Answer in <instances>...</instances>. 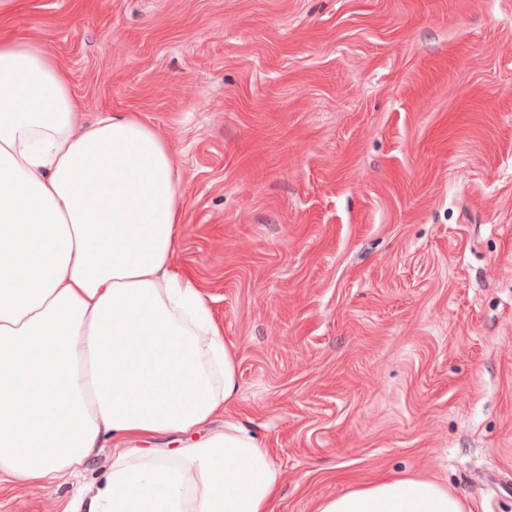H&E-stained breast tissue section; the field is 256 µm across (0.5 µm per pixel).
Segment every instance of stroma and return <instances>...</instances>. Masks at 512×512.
Listing matches in <instances>:
<instances>
[{
  "label": "stroma",
  "mask_w": 512,
  "mask_h": 512,
  "mask_svg": "<svg viewBox=\"0 0 512 512\" xmlns=\"http://www.w3.org/2000/svg\"><path fill=\"white\" fill-rule=\"evenodd\" d=\"M78 124L180 174L173 265L236 358L274 512L425 475L512 512V0H20ZM111 449L0 512H87Z\"/></svg>",
  "instance_id": "1"
}]
</instances>
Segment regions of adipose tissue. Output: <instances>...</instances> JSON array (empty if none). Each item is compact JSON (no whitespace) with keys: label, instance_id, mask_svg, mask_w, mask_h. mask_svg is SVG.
<instances>
[{"label":"adipose tissue","instance_id":"ef3b65f1","mask_svg":"<svg viewBox=\"0 0 512 512\" xmlns=\"http://www.w3.org/2000/svg\"><path fill=\"white\" fill-rule=\"evenodd\" d=\"M44 44L0 41V489L79 476L106 445L191 434L238 397L233 353L174 270L180 175L138 116L75 121ZM281 472L237 425L123 448L88 512H272ZM316 512H470L438 480L349 485Z\"/></svg>","mask_w":512,"mask_h":512}]
</instances>
